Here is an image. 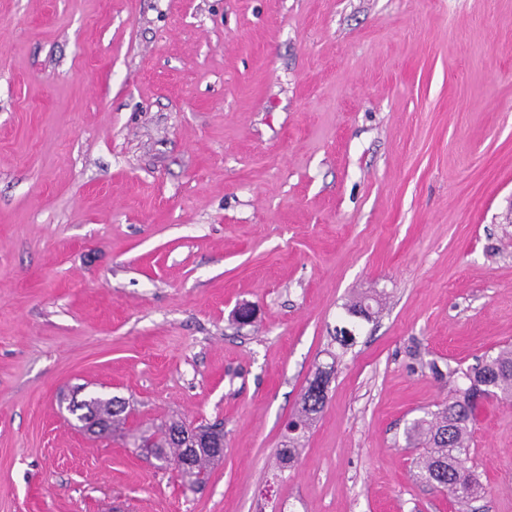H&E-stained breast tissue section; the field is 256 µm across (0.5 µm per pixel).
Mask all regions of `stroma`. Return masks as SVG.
<instances>
[{"instance_id": "obj_1", "label": "stroma", "mask_w": 512, "mask_h": 512, "mask_svg": "<svg viewBox=\"0 0 512 512\" xmlns=\"http://www.w3.org/2000/svg\"><path fill=\"white\" fill-rule=\"evenodd\" d=\"M504 346L512 0H0V512H455L404 431ZM113 396L223 422L207 484L65 409ZM470 446L512 512V401ZM326 404V398H321L318 395L315 396L309 392L304 393L301 411L297 418L292 420L296 427H300L299 430L306 429L316 417L323 411ZM298 430V431H299ZM298 431L289 433L286 429V435L282 443V448H278L276 453V462L281 472H284L288 468H292L299 454V436ZM297 434V435H295Z\"/></svg>"}]
</instances>
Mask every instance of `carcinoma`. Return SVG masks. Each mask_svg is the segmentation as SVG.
I'll return each mask as SVG.
<instances>
[{
    "instance_id": "1",
    "label": "carcinoma",
    "mask_w": 512,
    "mask_h": 512,
    "mask_svg": "<svg viewBox=\"0 0 512 512\" xmlns=\"http://www.w3.org/2000/svg\"><path fill=\"white\" fill-rule=\"evenodd\" d=\"M448 375L468 380L469 385L456 390L455 398L415 420L405 432L409 448H421L416 458L417 477L431 483L439 491L449 493L459 506L458 512H477L474 503L485 494V487L471 466L470 435L476 420V405L471 390L482 386L484 391L505 399L512 398V349L503 348L477 364L463 370L448 368ZM326 399L309 392L303 396L295 426L306 429L323 411ZM70 411L84 422H92L107 431L126 430L129 414L126 403L117 397H93L76 401ZM215 425L192 427L179 420H169L143 437L155 449V459L174 466L183 485L195 487L205 481L216 458L211 449L224 443V437L213 432ZM299 436L286 433L282 447L277 449L280 471L294 466L299 454Z\"/></svg>"
}]
</instances>
